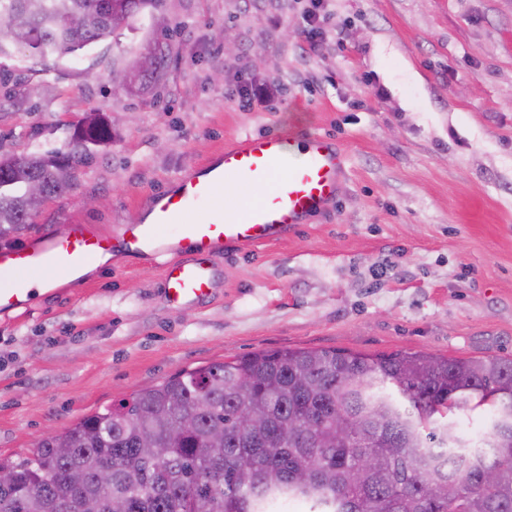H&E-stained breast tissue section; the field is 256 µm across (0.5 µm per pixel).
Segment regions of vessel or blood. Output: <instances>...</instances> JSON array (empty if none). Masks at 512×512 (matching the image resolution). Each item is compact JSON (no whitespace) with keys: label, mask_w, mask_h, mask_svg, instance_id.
<instances>
[{"label":"vessel or blood","mask_w":512,"mask_h":512,"mask_svg":"<svg viewBox=\"0 0 512 512\" xmlns=\"http://www.w3.org/2000/svg\"><path fill=\"white\" fill-rule=\"evenodd\" d=\"M345 177L337 142L318 132L246 135L225 146L218 160L180 177L150 202L133 225L125 250L167 256L164 285L170 300L194 304L213 287L211 261L224 246L254 249L309 223L338 199ZM268 186L263 199L243 207L224 197L227 186ZM111 238L74 224L20 249L0 250V312L22 307L33 294L25 273L54 282L87 262L111 254Z\"/></svg>","instance_id":"b4317fda"}]
</instances>
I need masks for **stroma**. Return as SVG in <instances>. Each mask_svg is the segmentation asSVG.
Instances as JSON below:
<instances>
[{"instance_id": "35a3bbf8", "label": "stroma", "mask_w": 512, "mask_h": 512, "mask_svg": "<svg viewBox=\"0 0 512 512\" xmlns=\"http://www.w3.org/2000/svg\"><path fill=\"white\" fill-rule=\"evenodd\" d=\"M304 0H168L180 35L161 84L116 95L125 33L62 72L4 60L0 149H62L85 113L112 141L27 245L82 224L121 242L153 195L246 134L337 140L332 210L282 240L222 249L199 305L171 303L165 260L109 261L0 313V461L181 370L274 349L512 358V0H332L302 54ZM269 85L266 104L231 102ZM38 138H31V131Z\"/></svg>"}]
</instances>
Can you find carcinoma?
I'll use <instances>...</instances> for the list:
<instances>
[{
    "label": "carcinoma",
    "mask_w": 512,
    "mask_h": 512,
    "mask_svg": "<svg viewBox=\"0 0 512 512\" xmlns=\"http://www.w3.org/2000/svg\"><path fill=\"white\" fill-rule=\"evenodd\" d=\"M124 2L117 18L111 0H0L10 25L0 59L24 49L57 71L138 23L154 45L140 86L155 85L167 67L160 41L180 30L168 25L167 0ZM111 138L107 123L77 125L66 150L37 148L0 166V248L31 226L29 183L46 199L69 192ZM482 406L490 431L467 449L448 415ZM243 409L256 416L246 433ZM146 437L163 459L141 447ZM102 463L112 465L110 485L96 477ZM14 468V483L0 485V512H84L85 500L110 512L117 498L125 512H281L290 501L306 512H512V358L289 348L235 356L40 438ZM75 468L84 471L79 487L69 481ZM450 482L460 495L448 494Z\"/></svg>",
    "instance_id": "cac0c4a2"
}]
</instances>
